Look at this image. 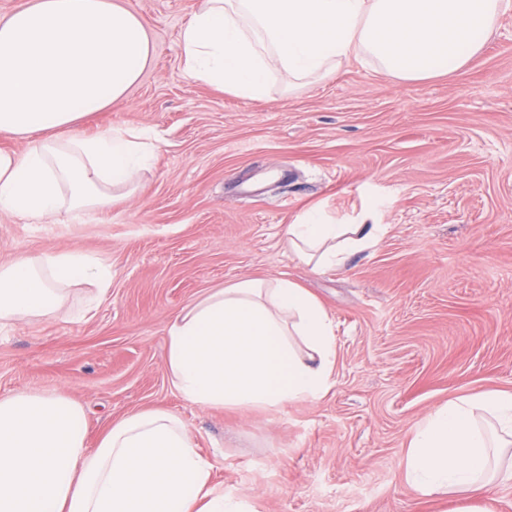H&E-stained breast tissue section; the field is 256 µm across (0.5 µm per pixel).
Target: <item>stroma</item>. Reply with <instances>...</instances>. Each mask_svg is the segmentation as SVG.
Here are the masks:
<instances>
[{
    "label": "stroma",
    "instance_id": "obj_1",
    "mask_svg": "<svg viewBox=\"0 0 512 512\" xmlns=\"http://www.w3.org/2000/svg\"><path fill=\"white\" fill-rule=\"evenodd\" d=\"M155 55L126 100L83 133L150 128L134 196L42 224L0 213V262L76 250L112 268L95 306L0 327V394L55 392L86 409L89 447L142 409L178 414L242 512H455L404 479L430 410L512 391V10L458 73L402 82L361 58L259 100L190 80L179 33L197 0H121ZM382 224L339 268L289 255L309 210ZM306 288L336 327L335 383L278 409H205L169 380L167 330L189 303L244 278Z\"/></svg>",
    "mask_w": 512,
    "mask_h": 512
}]
</instances>
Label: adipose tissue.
<instances>
[{"label":"adipose tissue","mask_w":512,"mask_h":512,"mask_svg":"<svg viewBox=\"0 0 512 512\" xmlns=\"http://www.w3.org/2000/svg\"><path fill=\"white\" fill-rule=\"evenodd\" d=\"M512 0H202L180 33L196 82L263 98L271 76L304 81L349 57L417 81L462 70ZM140 17L117 0H21L0 15V212L36 223L104 208L149 169L156 136H88L83 118L125 100L152 60ZM381 224H334L316 211L288 225L290 251L339 267L375 247ZM104 296L112 272L75 251L0 263V327L47 317L68 287ZM337 348L323 305L287 279L249 278L209 292L173 320L170 382L203 408L275 409L316 401L333 386ZM84 407L60 394L0 395V512H239L212 482L213 464L175 413H130L88 448ZM405 480L448 495L457 512H493V482L512 481V391L435 406L408 442Z\"/></svg>","instance_id":"obj_1"}]
</instances>
